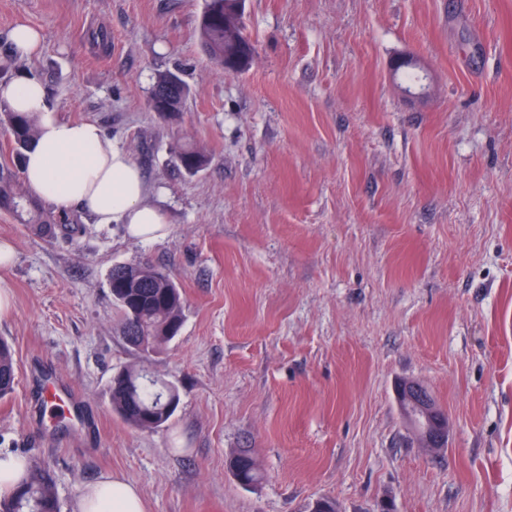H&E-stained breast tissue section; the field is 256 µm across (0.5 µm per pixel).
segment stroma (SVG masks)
<instances>
[{
    "instance_id": "35a3bbf8",
    "label": "stroma",
    "mask_w": 512,
    "mask_h": 512,
    "mask_svg": "<svg viewBox=\"0 0 512 512\" xmlns=\"http://www.w3.org/2000/svg\"><path fill=\"white\" fill-rule=\"evenodd\" d=\"M203 0H0V77L39 79L62 117L98 123L167 218L150 242L79 208L77 231L0 209L15 393L0 450L46 466L60 512L100 475L145 512H512V0H246L242 72L203 52ZM20 21L44 41L9 40ZM421 62L405 92L394 65ZM190 89L179 123L151 112L157 76ZM207 164L191 175L181 145ZM149 263L185 302L148 359L180 396L136 429L113 375L141 361L109 273ZM74 386L82 419L49 422L41 376ZM423 385L448 420L425 447L397 402ZM257 449L264 479L228 469ZM10 39L15 53L20 56H33L41 49V32L25 22H17L11 30ZM229 470L239 483L247 488L257 486L263 480V474L257 464L254 448H238L230 456Z\"/></svg>"
}]
</instances>
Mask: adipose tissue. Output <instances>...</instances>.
<instances>
[{
  "mask_svg": "<svg viewBox=\"0 0 512 512\" xmlns=\"http://www.w3.org/2000/svg\"><path fill=\"white\" fill-rule=\"evenodd\" d=\"M35 78L0 81V105L35 117L38 133L21 173L28 191L60 208H82L97 224L125 225L129 236L163 235L166 219L146 200L148 187L137 163L92 121H73L48 110ZM77 512H144L135 484L119 474L103 476L81 497Z\"/></svg>",
  "mask_w": 512,
  "mask_h": 512,
  "instance_id": "ef3b65f1",
  "label": "adipose tissue"
}]
</instances>
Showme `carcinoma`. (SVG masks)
Returning a JSON list of instances; mask_svg holds the SVG:
<instances>
[{
    "label": "carcinoma",
    "mask_w": 512,
    "mask_h": 512,
    "mask_svg": "<svg viewBox=\"0 0 512 512\" xmlns=\"http://www.w3.org/2000/svg\"><path fill=\"white\" fill-rule=\"evenodd\" d=\"M200 40L203 51L211 60L224 65V58L239 54L237 42L244 44L249 39L244 33L243 22L234 30L224 26V0H204L200 18ZM168 89L170 94L162 106L149 104L150 110L169 120L183 112L189 96V87L177 72H165L158 76L152 94ZM8 125L11 154L22 158L36 132L35 120L26 113L5 114ZM177 159L180 167L194 174L202 169L207 159L199 150L184 146L179 149ZM6 207L30 227L44 231L53 220L41 208L34 196L23 191L11 166V158L0 159V207ZM138 287L129 289L127 300H113L121 316L123 326L135 327V335L147 338L154 348L169 342L167 333L171 326L183 324V296L178 288H170L162 279L160 269L149 264L138 270ZM16 383L14 353L9 343L0 338V399L12 394ZM166 388V380L155 375L140 377L129 375L127 381L119 380L110 386L112 410L126 424L137 429H146L143 415L155 418L156 427L164 426L175 410L164 408L159 393ZM229 470L239 483L247 488L257 486L263 474L257 464L256 450L238 448L230 456ZM0 512H58L56 486L49 470L38 464L29 465V474L15 490L0 495Z\"/></svg>",
    "instance_id": "1"
}]
</instances>
